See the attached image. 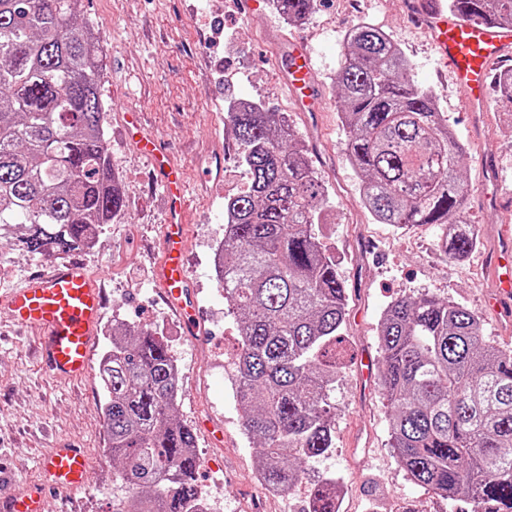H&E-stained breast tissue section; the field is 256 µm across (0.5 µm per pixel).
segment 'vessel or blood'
<instances>
[{"mask_svg":"<svg viewBox=\"0 0 512 512\" xmlns=\"http://www.w3.org/2000/svg\"><path fill=\"white\" fill-rule=\"evenodd\" d=\"M415 7L429 41L462 92L461 111H485L492 66L512 58V29L462 17L449 11L443 0H417ZM282 82L300 111H319L318 86L306 47L292 45ZM123 135L147 160L164 190L165 247L157 284L179 317L189 319L195 296L185 265L186 199L181 165L133 117H126ZM489 270L498 283V292L488 305L497 316L512 319L511 224L500 227ZM0 306L7 309L15 324L39 332L42 359L56 377L79 381L87 376L106 307L100 275L82 263L62 261L49 273L33 276L23 287L0 297ZM41 466L43 485H30L18 492L11 490L9 484L0 485V512H42L45 489L75 493L90 486L91 460L85 449H51L43 455Z\"/></svg>","mask_w":512,"mask_h":512,"instance_id":"obj_1","label":"vessel or blood"}]
</instances>
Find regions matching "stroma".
<instances>
[{
	"label": "stroma",
	"mask_w": 512,
	"mask_h": 512,
	"mask_svg": "<svg viewBox=\"0 0 512 512\" xmlns=\"http://www.w3.org/2000/svg\"><path fill=\"white\" fill-rule=\"evenodd\" d=\"M81 20L93 23L103 49L100 85L107 115L112 166L129 199L125 214L104 225L97 246L77 261L101 273L106 313L94 346L102 356L107 327L159 326L179 317L156 287L162 255V190L146 161L125 144V113H140L148 131L185 163L187 264L198 302L197 331L181 334L170 348L179 367L177 416L197 435L202 493L217 497L222 512H303L318 478L340 483L342 512H464L414 484L388 444V408L380 390L377 330L386 306L398 297L433 293L480 312L482 333L492 344L512 347V324L485 311L494 283L484 257L498 225H512V136L498 126V107L480 122L459 109L460 92L442 70L408 0H317L310 17L291 24L271 0L255 10L241 0H82ZM367 22L391 34L411 62L413 80L434 87L440 111L465 149L461 177L469 186L466 217L482 247L463 261L437 248L431 226L379 224L361 207L358 174L345 150L336 73L346 31ZM315 57L321 111H297L287 97L276 61L289 41ZM246 98L288 115L329 187L331 225L313 231L336 254L347 293L344 344L349 358L331 393L334 446L311 460L294 494L268 497L256 480L259 455L244 433L243 409L234 395L233 354L237 324L212 279L209 249L224 237V199L247 187L224 132L226 100ZM227 155L224 176L205 185L204 155ZM55 259L0 246V293L49 271ZM36 330L14 325L0 310V474L15 488L40 482V457L61 444L86 449L94 460L91 489L53 495L44 512H112L123 490L112 479V458L102 413L98 376L64 381L50 375L37 354Z\"/></svg>",
	"instance_id": "1"
}]
</instances>
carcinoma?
<instances>
[{
    "label": "carcinoma",
    "mask_w": 512,
    "mask_h": 512,
    "mask_svg": "<svg viewBox=\"0 0 512 512\" xmlns=\"http://www.w3.org/2000/svg\"><path fill=\"white\" fill-rule=\"evenodd\" d=\"M290 23L317 0H274ZM81 0H0V245L33 255L93 249L128 207L112 169L104 78ZM448 11L512 27V0H448ZM394 38L359 23L336 75L361 204L379 224L432 225L460 260L479 244L465 215L464 151L433 92L410 77ZM512 131V68L493 78ZM224 126L247 190L224 200L222 287L238 324L235 394L258 474L292 491L333 448L331 391L342 368L346 291L336 255L312 232L328 188L288 120L231 100ZM390 447L415 484L471 512H512V349L487 343L481 316L446 298H397L378 327ZM175 359L149 324L112 326L99 375L112 475L125 512H198L194 429L177 419ZM318 481L308 512H336Z\"/></svg>",
    "instance_id": "obj_1"
}]
</instances>
